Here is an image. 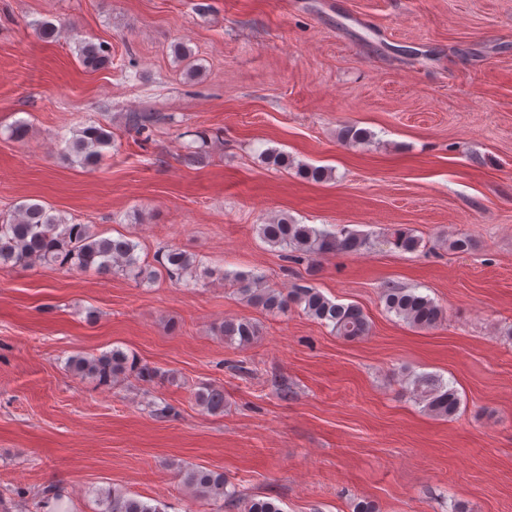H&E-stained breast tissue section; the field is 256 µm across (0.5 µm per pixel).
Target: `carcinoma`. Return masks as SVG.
Masks as SVG:
<instances>
[{"mask_svg": "<svg viewBox=\"0 0 512 512\" xmlns=\"http://www.w3.org/2000/svg\"><path fill=\"white\" fill-rule=\"evenodd\" d=\"M33 27L44 38L66 31L78 45L79 60L84 68L98 71L112 64L107 45L96 44L81 36L72 24L57 27L51 23H35ZM151 112H132L128 116L130 128L142 134L154 125ZM340 139L353 145L371 142L373 134L354 125L340 131ZM112 143V134L103 126L91 124L68 140L69 154L84 168L96 166L103 158L101 148ZM300 175L308 181L324 182L332 179V170L319 166H303ZM261 239L273 248H280L287 259L300 261L306 257L333 253H358L367 246V237L354 230L336 232L320 230L309 224H298L286 216H278L258 225ZM389 243L404 253L419 251L422 240L409 231L393 233ZM139 243L120 235L105 237L87 224H69L39 203H22L13 214L0 221V269L28 268L35 264L54 265L79 271H93L100 275L119 274L139 283H150L165 276L172 284L189 288L198 285L199 260L176 245L160 249L154 267L140 261ZM232 278L246 301L271 314H284L291 307L324 324L346 340H358L369 332V323L356 305L335 302L312 285L297 284L288 293L266 284L253 273L221 272L220 278ZM386 310L408 325L418 329L436 327L443 318V309L430 297L414 288L387 287L384 290ZM224 340L241 346L252 343L259 336L258 325L249 319L224 322L221 328ZM68 368L79 378H93L100 385H109L127 371L138 370L143 381L154 379L160 371L137 367L134 359L114 348L99 355H77L68 359ZM411 393L428 414L442 419L456 415L460 398L455 388L431 374L412 377ZM206 410L216 413L224 410V390L206 386L195 395ZM184 485L198 498L227 503L242 502L244 512H282L270 499L254 497L241 499L238 490L227 489L224 474L203 467H188L181 471ZM105 512H161L157 505L129 496L116 489L104 493Z\"/></svg>", "mask_w": 512, "mask_h": 512, "instance_id": "1", "label": "carcinoma"}]
</instances>
